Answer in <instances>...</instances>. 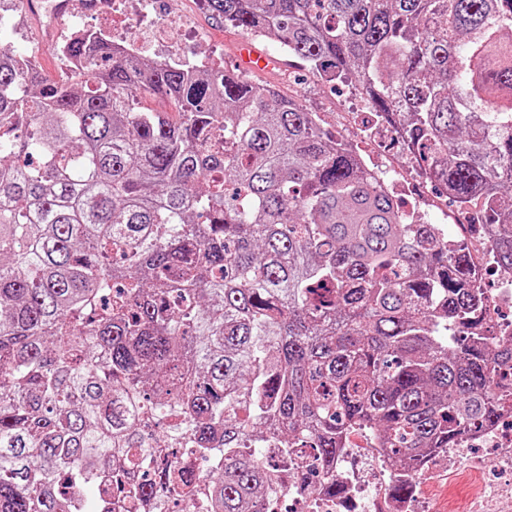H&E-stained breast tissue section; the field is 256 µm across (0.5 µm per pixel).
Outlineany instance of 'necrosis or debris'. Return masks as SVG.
Returning a JSON list of instances; mask_svg holds the SVG:
<instances>
[{
    "label": "necrosis or debris",
    "instance_id": "1",
    "mask_svg": "<svg viewBox=\"0 0 512 512\" xmlns=\"http://www.w3.org/2000/svg\"><path fill=\"white\" fill-rule=\"evenodd\" d=\"M114 15L131 18L153 41L175 49L176 39L169 29L156 19L155 0H116ZM342 123L357 128V137L350 139L354 150L370 176L389 195L402 203L401 216L408 224H428L433 220L446 222L449 245L466 239L473 223L480 218L478 207L462 212H449L446 201L429 196L427 187L410 190L406 180L390 174L386 165L373 159V145L380 135L391 128L381 123L363 125L354 113L343 114ZM498 286L487 295L485 322L498 335H512V318L503 316L512 309V274L499 272ZM391 453L373 438H358L350 434L341 449L335 478L344 489L340 498L317 497L303 490L298 476L309 469V455L285 459L269 457L267 465L278 488L267 501V512H425L423 501L428 484L445 476L466 482L470 487L468 499L450 506L448 512H512V411H505L494 425L472 429L457 444L434 456L417 478L411 501L401 503L392 499L390 487L393 472L389 464Z\"/></svg>",
    "mask_w": 512,
    "mask_h": 512
}]
</instances>
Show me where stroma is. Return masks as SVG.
Here are the masks:
<instances>
[{"label": "stroma", "mask_w": 512, "mask_h": 512, "mask_svg": "<svg viewBox=\"0 0 512 512\" xmlns=\"http://www.w3.org/2000/svg\"><path fill=\"white\" fill-rule=\"evenodd\" d=\"M169 16L191 30L189 39L177 47L182 56L207 53L228 70L246 71L248 78L259 84L274 86L280 94L298 99L311 112L318 113L327 129L336 136L350 135L343 126L340 113L362 108L359 95L348 90H338L332 85L318 82L304 65L282 53L274 41L248 37L243 31L220 23L203 8L200 0H168ZM249 42L253 50L269 60L262 70L245 69L238 51L242 42ZM7 47L21 55L35 56L46 76L56 78L62 74V61L52 52L39 35L35 22H27L22 30L4 26L0 28V48Z\"/></svg>", "instance_id": "1"}]
</instances>
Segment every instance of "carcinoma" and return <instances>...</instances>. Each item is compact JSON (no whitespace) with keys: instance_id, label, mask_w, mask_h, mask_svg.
Returning a JSON list of instances; mask_svg holds the SVG:
<instances>
[{"instance_id":"obj_1","label":"carcinoma","mask_w":512,"mask_h":512,"mask_svg":"<svg viewBox=\"0 0 512 512\" xmlns=\"http://www.w3.org/2000/svg\"><path fill=\"white\" fill-rule=\"evenodd\" d=\"M203 2L354 80L457 208L489 197L512 272V0ZM67 55L0 65V512H263L268 454L328 475L363 428L402 468L512 401V339L448 342L484 320L468 248L317 113L92 33Z\"/></svg>"}]
</instances>
